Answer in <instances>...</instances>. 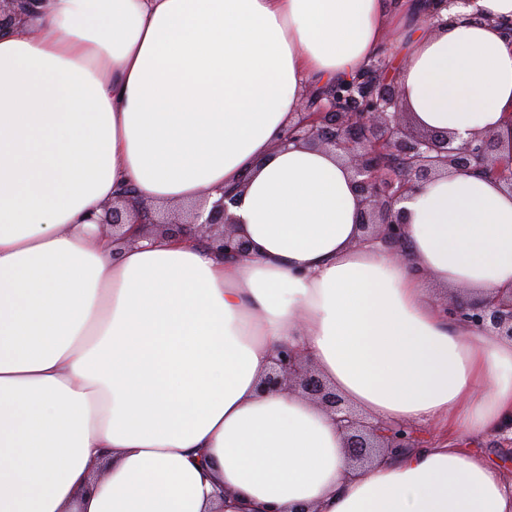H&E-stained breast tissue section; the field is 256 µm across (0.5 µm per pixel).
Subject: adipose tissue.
Segmentation results:
<instances>
[{
  "label": "adipose tissue",
  "mask_w": 512,
  "mask_h": 512,
  "mask_svg": "<svg viewBox=\"0 0 512 512\" xmlns=\"http://www.w3.org/2000/svg\"><path fill=\"white\" fill-rule=\"evenodd\" d=\"M474 7L437 26L424 0H45L0 34V512H512L454 441L512 417V341L430 294L512 287V192L435 179L404 203L399 260L359 243L336 154L281 143L393 27L412 121L512 154V0ZM129 186L153 209L240 190L248 252L98 236ZM285 347L451 441L352 472L329 414L261 391Z\"/></svg>",
  "instance_id": "obj_1"
}]
</instances>
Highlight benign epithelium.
Listing matches in <instances>:
<instances>
[{"mask_svg":"<svg viewBox=\"0 0 512 512\" xmlns=\"http://www.w3.org/2000/svg\"><path fill=\"white\" fill-rule=\"evenodd\" d=\"M0 0V32L21 22L32 2ZM400 91L388 76L386 55L381 54L359 77L310 93L288 126L284 143L322 147L341 154L348 162L354 188L362 204L360 242H380L403 257L407 212L401 204L423 185L450 171L470 172L502 184L512 191V155H501L499 139L479 135L462 145L452 136L421 131L404 121ZM212 191L202 193L192 217L183 222L160 218L146 207L139 193L127 188L104 207L101 229L117 237L126 224L159 227L161 234L189 236L215 242L227 262L248 249L232 230L230 213L235 195L227 190L206 208ZM446 316L482 331L512 340V289L489 296H457L442 303ZM261 389L287 390L318 403L336 422L349 459L364 466L374 458L419 447L408 424L386 425L360 416L295 350H280Z\"/></svg>","mask_w":512,"mask_h":512,"instance_id":"7a95c632","label":"benign epithelium"}]
</instances>
